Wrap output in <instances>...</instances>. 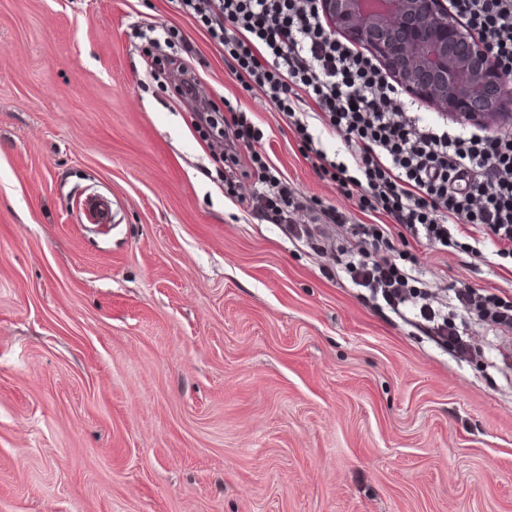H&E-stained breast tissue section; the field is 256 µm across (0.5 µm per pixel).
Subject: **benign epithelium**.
<instances>
[{"label":"benign epithelium","instance_id":"obj_1","mask_svg":"<svg viewBox=\"0 0 512 512\" xmlns=\"http://www.w3.org/2000/svg\"><path fill=\"white\" fill-rule=\"evenodd\" d=\"M331 30L367 49L400 89L445 117L512 130V83L447 0H319Z\"/></svg>","mask_w":512,"mask_h":512}]
</instances>
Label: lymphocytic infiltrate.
Masks as SVG:
<instances>
[{"label": "lymphocytic infiltrate", "instance_id": "f902f5d3", "mask_svg": "<svg viewBox=\"0 0 512 512\" xmlns=\"http://www.w3.org/2000/svg\"><path fill=\"white\" fill-rule=\"evenodd\" d=\"M209 40L246 88L260 93L293 130L307 160L325 179L355 199L376 224H350L338 209H323L320 223L297 224L295 234L318 244L325 224L343 226L351 240L337 261L347 280L370 291L393 311L406 308L423 320L430 334L457 354L470 349L466 330L449 319L445 303L419 287L418 279L394 260L376 257L391 231L441 250L460 248L468 228H479L500 244L501 258L512 257V135L458 132L418 115L397 111L395 91L367 54L340 40L329 28L318 0H174ZM462 24L483 38L493 62L512 79V0H449ZM153 50L168 47L165 59L147 57L153 76L173 65L187 72L192 49L175 28L148 41ZM213 102L202 101L192 116L201 130L228 135L216 175L232 184V152L238 144L262 141L246 112L231 125ZM340 134L345 158H338L315 136L311 121ZM259 185L254 210L286 221L304 209L303 196L276 167L255 155ZM457 309L512 330V295L469 286L453 287Z\"/></svg>", "mask_w": 512, "mask_h": 512}]
</instances>
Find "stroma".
<instances>
[{
  "label": "stroma",
  "mask_w": 512,
  "mask_h": 512,
  "mask_svg": "<svg viewBox=\"0 0 512 512\" xmlns=\"http://www.w3.org/2000/svg\"><path fill=\"white\" fill-rule=\"evenodd\" d=\"M308 199L365 222L172 0H0V512H512V331L457 358L236 194L134 24ZM106 198L110 223L83 215ZM395 240L432 290L512 294L497 247ZM145 39H147L145 37ZM162 41L165 47H168L170 50H173L171 53L164 58V62L167 67L171 65H176L183 73H187L188 71H192V67L188 64L185 59V54L189 57L192 52V48L189 43L186 41L185 37L182 33L175 28H163L161 33L158 36L147 39L148 47H145V55H146V65L150 69V73L155 77H161L162 75V67L161 62L158 58L152 56V49H158L162 47ZM176 47V50H175ZM231 139L227 141L225 151H221V155L215 157L216 163L220 166L216 167V178L225 182L227 191L230 190L231 194H234L233 189L236 184L233 183L235 172L233 171V150L238 144L250 145L253 143H259L263 139V134L258 127L252 122L251 118L246 112L240 111L234 112L233 121L230 124ZM231 151V153H229ZM225 162V164H224ZM231 164V165H230Z\"/></svg>",
  "instance_id": "obj_1"
}]
</instances>
